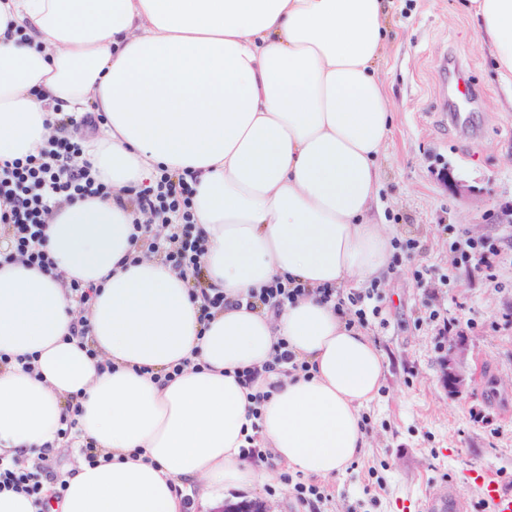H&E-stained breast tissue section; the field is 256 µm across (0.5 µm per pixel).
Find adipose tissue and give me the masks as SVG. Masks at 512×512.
Instances as JSON below:
<instances>
[{
	"mask_svg": "<svg viewBox=\"0 0 512 512\" xmlns=\"http://www.w3.org/2000/svg\"><path fill=\"white\" fill-rule=\"evenodd\" d=\"M464 5L512 89V0ZM389 20L388 0H0V162L96 112L80 160L112 190L54 210L56 274L0 264V354H36L39 369L0 368V453L90 442L112 455L65 474L61 512H182V488L220 503L257 480L240 454L251 434L305 476H339L361 453L360 412L388 368L378 343L313 293L277 314L247 303L276 277L314 290L387 274ZM164 171L192 177L206 280L229 301L206 324L161 260L125 262L140 216L115 195ZM64 278L98 286L90 308L68 300ZM83 317L84 347L70 337ZM280 340L310 374L259 381L273 393L251 417L235 372ZM73 400L70 442L57 431Z\"/></svg>",
	"mask_w": 512,
	"mask_h": 512,
	"instance_id": "obj_1",
	"label": "adipose tissue"
}]
</instances>
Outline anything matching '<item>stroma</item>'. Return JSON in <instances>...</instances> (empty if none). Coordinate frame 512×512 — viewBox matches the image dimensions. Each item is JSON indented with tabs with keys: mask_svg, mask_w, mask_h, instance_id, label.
I'll return each mask as SVG.
<instances>
[{
	"mask_svg": "<svg viewBox=\"0 0 512 512\" xmlns=\"http://www.w3.org/2000/svg\"><path fill=\"white\" fill-rule=\"evenodd\" d=\"M387 56L381 64L396 104L383 150L380 205L393 237L413 238V260L390 269L382 284V318L367 332L387 354L389 368L376 400L365 408L372 429L367 446L340 478L325 479L332 512H415L433 484L482 468L512 482V266L498 285L483 273L460 271L453 288L425 295L412 276L416 264L446 274L443 225L487 232L499 208L512 205V112L494 60L482 51L476 25L459 0H392ZM465 72L474 85L469 130L442 124L444 69ZM454 318L467 340L464 367L474 380L450 394L442 380L446 353L436 351L438 329L430 307ZM476 320L471 329L467 320ZM484 411L490 426L472 423ZM249 488L228 487L225 504L264 503L270 512H297L278 463H255Z\"/></svg>",
	"mask_w": 512,
	"mask_h": 512,
	"instance_id": "35a3bbf8",
	"label": "stroma"
}]
</instances>
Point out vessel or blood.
<instances>
[{
	"mask_svg": "<svg viewBox=\"0 0 512 512\" xmlns=\"http://www.w3.org/2000/svg\"><path fill=\"white\" fill-rule=\"evenodd\" d=\"M473 95L470 80L464 75H456L452 89V103L455 107L451 117L455 123L467 125L469 115L461 109ZM477 487L481 496L490 501L495 512H512V494L504 492L501 485L490 475L479 469L462 471L454 482L433 489L418 502L417 512H468L465 495L468 487Z\"/></svg>",
	"mask_w": 512,
	"mask_h": 512,
	"instance_id": "vessel-or-blood-1",
	"label": "vessel or blood"
}]
</instances>
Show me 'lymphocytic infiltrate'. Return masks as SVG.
I'll return each instance as SVG.
<instances>
[{"mask_svg": "<svg viewBox=\"0 0 512 512\" xmlns=\"http://www.w3.org/2000/svg\"><path fill=\"white\" fill-rule=\"evenodd\" d=\"M97 122L95 113H84L81 119L72 121L69 136L49 140L38 154L0 163V263L20 261L51 270L53 261L45 249V230L54 208L63 202L108 195V186L89 166L75 164L83 152V128L96 126ZM193 193L185 177L165 172L135 191L132 203L149 213L150 220L134 227L131 260L136 263L145 257H161L178 276L192 281L193 292L201 301V316L206 319L223 310L228 301L223 293L202 284L205 237L194 222ZM444 230L448 234L451 272L441 277L443 287H451L454 272L463 268L477 269L487 280L496 281L497 269L512 263V233L503 227L480 236L452 224L445 225ZM317 294L321 302L332 304L350 327H366L370 319L382 314V289L375 281L357 289L323 287ZM285 370L296 376L310 373L308 362L297 360L286 342L280 340L272 360L258 368H243L235 377L248 390L249 400L258 406L269 397L268 392L258 389L259 379ZM64 489L48 457H38L28 465L16 459H0V491L32 496L46 510L51 500L61 499Z\"/></svg>", "mask_w": 512, "mask_h": 512, "instance_id": "lymphocytic-infiltrate-1", "label": "lymphocytic infiltrate"}]
</instances>
